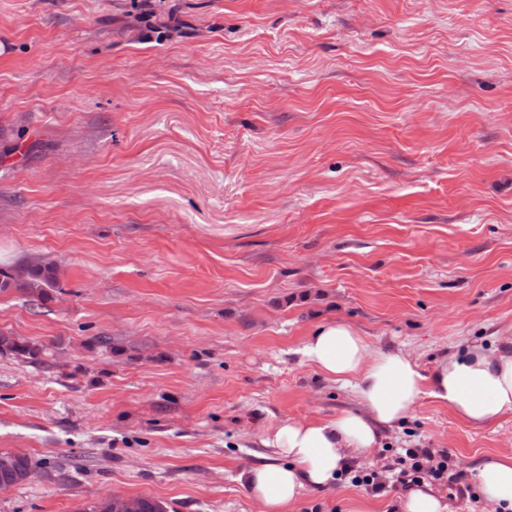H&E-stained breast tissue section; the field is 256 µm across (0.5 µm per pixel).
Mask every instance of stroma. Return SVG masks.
Here are the masks:
<instances>
[{
	"label": "stroma",
	"instance_id": "obj_1",
	"mask_svg": "<svg viewBox=\"0 0 512 512\" xmlns=\"http://www.w3.org/2000/svg\"><path fill=\"white\" fill-rule=\"evenodd\" d=\"M0 0V266L53 264L34 305L0 293V452L43 463L0 512H263L239 481L286 417L359 403L306 363L319 323L424 374L512 342V0ZM99 336L111 347L96 344ZM406 448L478 467L475 426L422 398L347 480L286 512H397ZM3 350L9 351L15 358L26 361L36 359L42 351V346L36 342L16 340L12 336H2L0 334L1 354H4ZM106 498L110 499L111 503ZM106 498L92 505L88 512H139L140 510V504L136 496H118L121 511L117 508L118 498H112V493L108 494Z\"/></svg>",
	"mask_w": 512,
	"mask_h": 512
}]
</instances>
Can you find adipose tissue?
<instances>
[{
    "label": "adipose tissue",
    "mask_w": 512,
    "mask_h": 512,
    "mask_svg": "<svg viewBox=\"0 0 512 512\" xmlns=\"http://www.w3.org/2000/svg\"><path fill=\"white\" fill-rule=\"evenodd\" d=\"M301 355L325 378L351 389L360 407L326 422L288 418L259 435L265 460L239 479L265 512H286L303 492L335 482L379 445L384 430L410 417L422 396L474 425L512 413V346L466 347L427 376L408 352H370L352 326L328 321L312 331ZM478 490L494 512H512V455L483 462Z\"/></svg>",
    "instance_id": "ef3b65f1"
}]
</instances>
